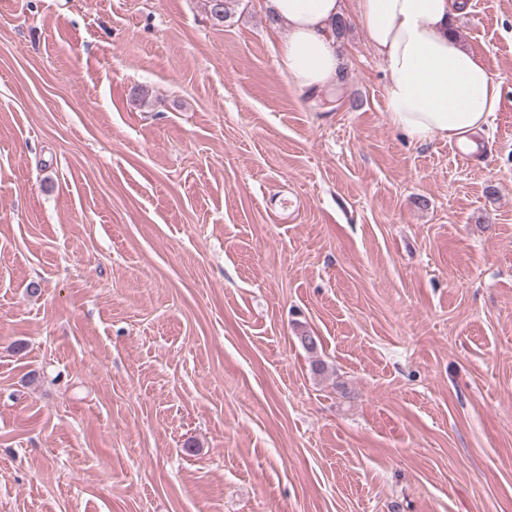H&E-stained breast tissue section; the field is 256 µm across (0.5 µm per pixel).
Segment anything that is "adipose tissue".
<instances>
[{"instance_id": "1", "label": "adipose tissue", "mask_w": 512, "mask_h": 512, "mask_svg": "<svg viewBox=\"0 0 512 512\" xmlns=\"http://www.w3.org/2000/svg\"><path fill=\"white\" fill-rule=\"evenodd\" d=\"M287 21L278 61L299 91L336 89L343 60L332 23L342 0H268ZM365 28L388 74L385 99L391 125L411 141L470 142L495 112L500 86L452 29L454 0H356Z\"/></svg>"}]
</instances>
